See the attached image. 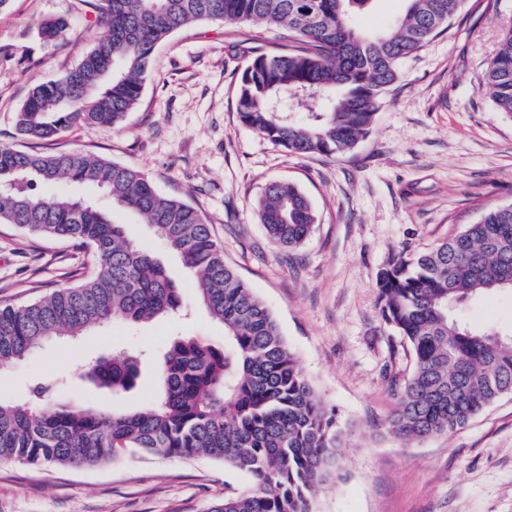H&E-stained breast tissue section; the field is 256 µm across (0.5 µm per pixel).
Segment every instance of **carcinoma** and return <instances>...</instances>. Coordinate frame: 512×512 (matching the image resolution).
Instances as JSON below:
<instances>
[{"instance_id":"obj_1","label":"carcinoma","mask_w":512,"mask_h":512,"mask_svg":"<svg viewBox=\"0 0 512 512\" xmlns=\"http://www.w3.org/2000/svg\"><path fill=\"white\" fill-rule=\"evenodd\" d=\"M101 33L79 63L33 83L15 116L28 140L48 142L78 124L118 127L140 100L156 47L199 22H258L288 31L302 47L260 53L243 72L241 122L291 154L351 150L373 123L404 59L447 27L462 0H407L389 32L362 34L355 14L374 0H82ZM46 41L67 39L59 20L39 26ZM483 86L512 115V25L501 34ZM313 103L306 121L293 103ZM59 182L95 188L101 205ZM137 214L198 277L200 303L224 325V347L177 336L157 369V390L136 411H93L46 399L0 400V463L96 466L122 452L208 457L244 474L209 512H314L313 504L346 447L336 409L318 394L267 306L224 263L210 225L191 205L161 194L142 171L79 150L43 154L0 144V223L68 238L91 249L92 277L24 306L0 308V366L44 343L110 324L137 325L183 306L180 288L151 253L132 243L112 207ZM269 240L305 242L318 213L290 181H275L255 205ZM381 315L410 347L413 368L390 420L407 443L451 434L505 395L512 384V331L476 330L456 311L512 291V204L377 274ZM140 376L130 355L99 359L85 377L114 394Z\"/></svg>"}]
</instances>
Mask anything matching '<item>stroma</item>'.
<instances>
[{
  "label": "stroma",
  "mask_w": 512,
  "mask_h": 512,
  "mask_svg": "<svg viewBox=\"0 0 512 512\" xmlns=\"http://www.w3.org/2000/svg\"><path fill=\"white\" fill-rule=\"evenodd\" d=\"M68 37L41 40L40 24ZM512 0H464L447 30L406 59L380 98L368 134L350 151L299 157L246 127L237 113L241 75L256 53L280 49L261 24L190 25L155 50L141 98L119 128L77 125L51 142L20 139L15 115L34 80L73 67L97 32L82 0H11L0 12V142L26 151L81 149L144 172L164 195L210 224L225 262L267 305L300 366L350 433L318 512H512V395L452 435L403 444L390 432L393 383L409 376L407 343L380 315L376 274L395 254L419 253L512 204V117L482 86ZM275 180L297 184L319 213L298 249L276 247L254 206ZM127 236L178 284L190 313L136 328L116 324L51 343L0 368V398L34 382L59 402L134 410L156 385L178 333L223 344L224 327L198 303L196 276L137 215L114 210ZM94 271L75 242L0 223V307L38 300ZM473 327L512 325V293L470 303ZM150 352L136 386L115 395L81 375L115 352ZM247 479L218 460L126 456L96 467L0 464V512H208L225 485Z\"/></svg>",
  "instance_id": "1"
}]
</instances>
